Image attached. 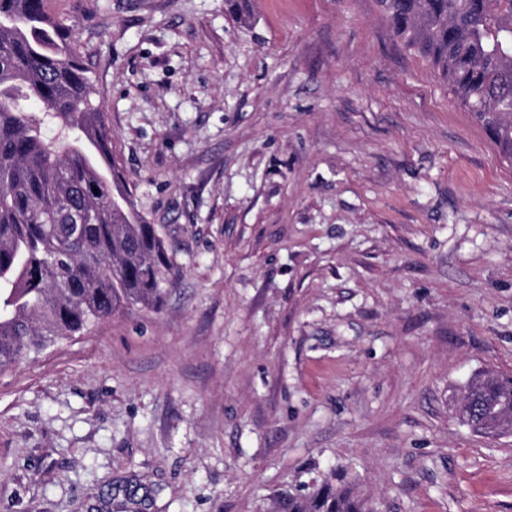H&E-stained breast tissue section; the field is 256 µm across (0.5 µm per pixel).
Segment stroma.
Masks as SVG:
<instances>
[{
  "instance_id": "1",
  "label": "stroma",
  "mask_w": 512,
  "mask_h": 512,
  "mask_svg": "<svg viewBox=\"0 0 512 512\" xmlns=\"http://www.w3.org/2000/svg\"><path fill=\"white\" fill-rule=\"evenodd\" d=\"M179 267L0 373V512H512V164L376 0H47ZM463 399L468 410L461 419L475 431L512 430V374H485L468 382ZM346 477L345 472L335 471L308 493L282 498L279 512H373L353 493Z\"/></svg>"
}]
</instances>
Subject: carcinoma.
<instances>
[{"instance_id": "obj_1", "label": "carcinoma", "mask_w": 512, "mask_h": 512, "mask_svg": "<svg viewBox=\"0 0 512 512\" xmlns=\"http://www.w3.org/2000/svg\"><path fill=\"white\" fill-rule=\"evenodd\" d=\"M377 3L512 162V0ZM108 142L86 70L46 0H0V372L129 304L159 307L176 283L156 226L112 194ZM463 399L474 430H512V374L470 380ZM279 512L373 510L338 471L282 498Z\"/></svg>"}]
</instances>
